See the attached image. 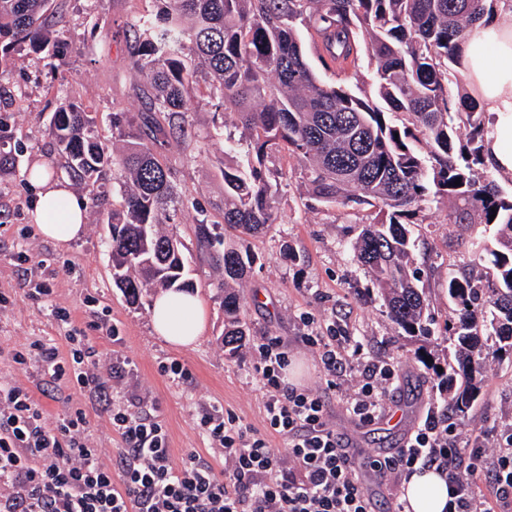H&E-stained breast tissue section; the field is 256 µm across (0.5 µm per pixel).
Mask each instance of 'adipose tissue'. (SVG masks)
<instances>
[{
  "instance_id": "1",
  "label": "adipose tissue",
  "mask_w": 512,
  "mask_h": 512,
  "mask_svg": "<svg viewBox=\"0 0 512 512\" xmlns=\"http://www.w3.org/2000/svg\"><path fill=\"white\" fill-rule=\"evenodd\" d=\"M458 67L489 116L485 161L496 172L512 176V11L470 26L457 49ZM29 181L38 188L33 217L40 234L66 244L85 230L86 202L67 181L54 180L44 166L32 169ZM206 310L197 296L162 292L153 302L152 324L166 342L194 346L206 329ZM406 512H445L448 478L430 468L412 473L403 483Z\"/></svg>"
}]
</instances>
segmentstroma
Wrapping results in <instances>:
<instances>
[{
	"label": "stroma",
	"instance_id": "1",
	"mask_svg": "<svg viewBox=\"0 0 512 512\" xmlns=\"http://www.w3.org/2000/svg\"><path fill=\"white\" fill-rule=\"evenodd\" d=\"M71 47L59 55L53 48L33 52L28 45L14 48L1 64L0 152L13 164L0 172V351L34 341L65 347L70 336L84 337L101 354L98 373L110 382L115 396L134 404L136 412L154 417L168 434L172 460L181 463L188 451L204 457L216 453L198 426L202 413L224 409L240 423L265 432L259 375L252 342L268 338L290 355L288 381L318 392L325 401L329 425L345 438L356 461L393 454L420 423L429 406L440 404L441 377L423 371L415 357L418 348L447 351L446 325L453 315L444 289L449 274L461 273L469 258L460 244L462 229L449 223V204L440 199L427 205L424 223L416 225L414 266L429 299L432 321L428 337L401 335L375 298L370 275L358 265L350 243L367 220L363 210L309 209L297 186L292 163H284L287 186L279 201L280 218L263 236L251 239L259 261L242 290L244 319L250 343L237 354L224 349L223 276L197 244L193 202L214 209L222 199L224 181L219 165L239 157L225 151L224 141L235 130L233 114L190 103L189 130L200 150L171 142L165 151L186 205L168 234L184 246L194 293L208 313L206 330L195 347L168 344L152 330L151 304H129L112 281L109 233L102 222L112 211L111 192L101 193L87 206L84 234L65 245L45 239L31 213L34 193L27 181L34 164H44L54 178L67 179L77 194L85 189L71 181L49 122L65 101H75L95 117L104 142L112 140V115L138 112V81L131 65L124 30L142 11V0H56ZM46 285L52 293L33 296L29 290ZM70 310L69 319L56 308ZM348 336L361 343L366 358L389 363L396 380L385 396L386 412L363 424L354 420L343 402L356 384L357 365L347 366L328 387L310 336ZM188 371L185 379L163 373L171 362ZM28 388L47 419L56 421L83 410L90 422L89 439L112 458L118 436L97 403L74 388L51 383L41 364L18 366L0 359V381ZM512 428V362L489 363L481 394L457 430L462 437L479 431V445L492 448L501 432Z\"/></svg>",
	"mask_w": 512,
	"mask_h": 512
}]
</instances>
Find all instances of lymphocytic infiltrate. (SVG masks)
I'll return each instance as SVG.
<instances>
[{
  "instance_id": "f902f5d3",
  "label": "lymphocytic infiltrate",
  "mask_w": 512,
  "mask_h": 512,
  "mask_svg": "<svg viewBox=\"0 0 512 512\" xmlns=\"http://www.w3.org/2000/svg\"><path fill=\"white\" fill-rule=\"evenodd\" d=\"M268 435L235 418L207 414L200 426L224 449V464L189 453L173 465L163 425L117 404L91 373L97 350L71 345L68 356L34 342L13 350V363L43 364L51 382L93 393L123 442L118 468L105 464L75 411L48 423L32 393L0 383V512H374L356 463L325 419L321 396L288 385V353L278 343L254 345ZM391 366L365 363L346 409L360 422L378 419ZM288 449L273 447L272 437ZM372 467L391 482L416 470L448 475L447 512H512V432L494 453L463 444L435 408L391 456Z\"/></svg>"
}]
</instances>
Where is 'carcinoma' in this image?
<instances>
[{
	"mask_svg": "<svg viewBox=\"0 0 512 512\" xmlns=\"http://www.w3.org/2000/svg\"><path fill=\"white\" fill-rule=\"evenodd\" d=\"M52 0H0V62L17 44L50 43L46 14ZM139 15L132 68L143 111L112 114V138L100 140L94 119L76 103L59 107L50 132L66 168L96 201L109 172L120 183L107 228L112 278L138 304L154 288L189 291L188 260L171 252L158 229L172 220L181 191L161 149L169 139L194 145L185 105L201 91L206 103L234 114L246 149L219 167L224 204L201 214L200 249L224 271V347L235 354L247 336L239 288L258 256L221 241L219 223L242 235L263 233L278 219L281 161L296 160L300 186L324 209L378 207L351 243L370 273L376 298L406 336H427L426 298L410 275V225L429 198L453 202L450 222L482 224L491 242H464L480 272L448 276L445 290L457 320L447 325L454 363L444 381L451 411L464 416L480 394L490 348L512 349V191L483 168L485 116L479 103L455 96L449 64L468 27L493 20L512 0H155ZM316 45L326 81L304 43ZM373 65L372 82L360 71ZM404 114L412 122L397 124ZM467 128L455 139L454 120ZM426 143L424 151L419 144ZM461 184H455L456 180ZM497 214H492V210Z\"/></svg>",
	"mask_w": 512,
	"mask_h": 512,
	"instance_id": "1",
	"label": "carcinoma"
}]
</instances>
